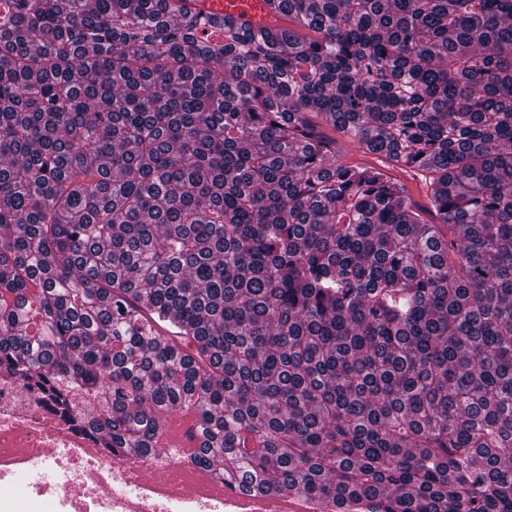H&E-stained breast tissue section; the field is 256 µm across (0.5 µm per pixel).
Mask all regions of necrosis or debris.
Listing matches in <instances>:
<instances>
[{"instance_id":"necrosis-or-debris-1","label":"necrosis or debris","mask_w":512,"mask_h":512,"mask_svg":"<svg viewBox=\"0 0 512 512\" xmlns=\"http://www.w3.org/2000/svg\"><path fill=\"white\" fill-rule=\"evenodd\" d=\"M224 512V486L178 455L124 462L57 416L42 393L0 383V512Z\"/></svg>"}]
</instances>
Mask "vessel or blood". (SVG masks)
<instances>
[{"mask_svg": "<svg viewBox=\"0 0 512 512\" xmlns=\"http://www.w3.org/2000/svg\"><path fill=\"white\" fill-rule=\"evenodd\" d=\"M190 9L216 19L231 20L252 29L277 28L285 19L278 0H188ZM272 501L268 495L224 491V512H261Z\"/></svg>", "mask_w": 512, "mask_h": 512, "instance_id": "vessel-or-blood-1", "label": "vessel or blood"}]
</instances>
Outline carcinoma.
I'll return each instance as SVG.
<instances>
[{"instance_id": "1", "label": "carcinoma", "mask_w": 512, "mask_h": 512, "mask_svg": "<svg viewBox=\"0 0 512 512\" xmlns=\"http://www.w3.org/2000/svg\"><path fill=\"white\" fill-rule=\"evenodd\" d=\"M280 9L7 0L0 377L113 458L192 410L246 494L512 512V0ZM195 12L232 20L248 28H277L285 24L279 0H187Z\"/></svg>"}]
</instances>
